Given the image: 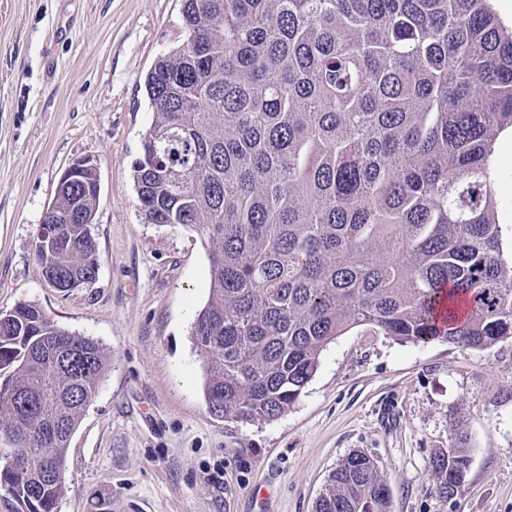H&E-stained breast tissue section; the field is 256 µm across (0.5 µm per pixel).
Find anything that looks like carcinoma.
<instances>
[{"instance_id": "obj_1", "label": "carcinoma", "mask_w": 512, "mask_h": 512, "mask_svg": "<svg viewBox=\"0 0 512 512\" xmlns=\"http://www.w3.org/2000/svg\"><path fill=\"white\" fill-rule=\"evenodd\" d=\"M186 38L144 86L156 119L133 165L150 224L209 243L192 326L209 413L273 421L336 337L483 350L512 338V260L494 167L512 130V31L490 0H181ZM91 175L51 207L96 211ZM44 275L98 268L88 225L39 240ZM108 370L102 344L34 305L0 313V465L21 512H56L71 436ZM471 464L455 428L430 459L454 497ZM376 463L349 454L314 512H388Z\"/></svg>"}]
</instances>
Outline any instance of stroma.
Instances as JSON below:
<instances>
[{"label":"stroma","instance_id":"obj_1","mask_svg":"<svg viewBox=\"0 0 512 512\" xmlns=\"http://www.w3.org/2000/svg\"><path fill=\"white\" fill-rule=\"evenodd\" d=\"M184 39L181 0H0V310L35 305L109 355L70 440L57 512H313L355 451L385 476L389 512H512L510 338L471 350L360 326L324 349L277 420L207 412L191 326L209 299V245L147 223L133 179L155 119L146 74ZM81 158L100 176L99 272L93 287L61 291L42 275L36 234ZM456 420L471 465L445 498L429 462ZM97 168V164L92 159L83 158L74 161L60 176L58 188L67 190L74 181H79L81 173L85 170L95 171L98 177Z\"/></svg>","mask_w":512,"mask_h":512}]
</instances>
